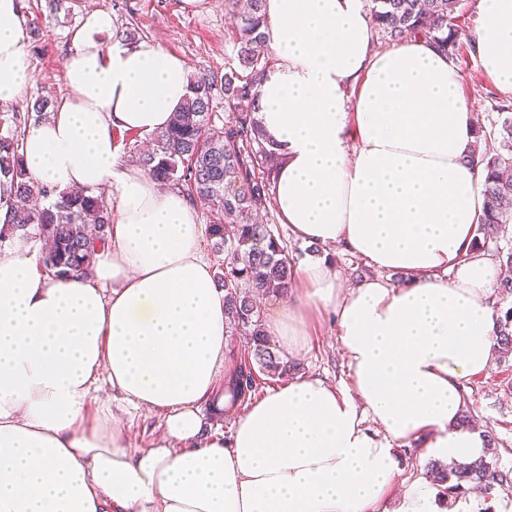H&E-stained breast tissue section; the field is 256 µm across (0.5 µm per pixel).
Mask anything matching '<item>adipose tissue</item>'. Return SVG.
I'll use <instances>...</instances> for the list:
<instances>
[{
  "label": "adipose tissue",
  "instance_id": "1",
  "mask_svg": "<svg viewBox=\"0 0 512 512\" xmlns=\"http://www.w3.org/2000/svg\"><path fill=\"white\" fill-rule=\"evenodd\" d=\"M263 9L276 62L257 119L280 155L278 218L370 270L343 287L327 259L304 263L297 302L266 331L295 355L305 308L332 310L351 387L295 377L237 412L231 441L203 439L199 405L229 358L224 291L192 203L128 167L114 139L164 129L190 79L160 42H129L110 13H90L64 61L69 93L21 152L54 192L111 187V241L88 279L42 272L25 245L0 255V512H379L401 491L397 448L421 442L424 462L485 457L484 431L461 416L467 382L496 358L499 268L473 246L484 173L467 161L478 120L460 73L420 38L373 51L363 0ZM102 31L111 44L96 41ZM29 39L22 0H0V103L30 84ZM475 41L484 72L512 94V0H481ZM101 382L165 411L152 447L133 451L107 406L83 426ZM402 493L399 512H475L483 500L443 509L425 485Z\"/></svg>",
  "mask_w": 512,
  "mask_h": 512
}]
</instances>
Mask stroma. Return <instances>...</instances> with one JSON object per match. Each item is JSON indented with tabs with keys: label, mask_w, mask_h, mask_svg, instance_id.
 <instances>
[{
	"label": "stroma",
	"mask_w": 512,
	"mask_h": 512,
	"mask_svg": "<svg viewBox=\"0 0 512 512\" xmlns=\"http://www.w3.org/2000/svg\"><path fill=\"white\" fill-rule=\"evenodd\" d=\"M24 5L39 26L38 35L31 37L26 47L33 82L23 97L0 105V118L25 111L37 97L66 95L62 74L71 35L88 14L99 10L109 12L132 40L160 39L169 51L185 60L190 76L203 72L221 75L237 64L234 21L224 9V0H202L194 11L186 10L183 0H24ZM479 13L480 0H460L456 15L463 37L456 65L465 102L478 112L488 148L496 151L501 147L502 107L512 105V94L502 93L481 69L471 43ZM305 325L306 352L293 360L298 373L317 375L338 385L349 383L335 316L313 307L305 313ZM469 385L465 408L503 443L495 463L501 470L512 471V357L494 362Z\"/></svg>",
	"instance_id": "1"
}]
</instances>
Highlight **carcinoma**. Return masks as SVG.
I'll use <instances>...</instances> for the list:
<instances>
[{
	"mask_svg": "<svg viewBox=\"0 0 512 512\" xmlns=\"http://www.w3.org/2000/svg\"><path fill=\"white\" fill-rule=\"evenodd\" d=\"M375 26L391 40L405 35L420 37L456 58L460 44L455 24L458 0H371ZM224 0L225 10L237 17L234 28L238 65L224 76L203 73L192 79L191 95L169 125L151 135V146L133 150L132 161L154 180L178 187L193 204L211 209L209 236L224 258L216 265V280L224 289L229 333L249 336L244 351L232 354L233 368L224 376V395L231 407L243 405L257 390V373L287 377L293 366L270 341L264 329V308L259 298L288 295L293 268L283 240L268 225L256 220L270 203L274 152L268 146L255 112L256 86L269 69L264 53L263 0ZM220 87L228 115L224 124L212 118L213 90ZM52 100L38 98L27 112H16L6 132L0 133V173L10 177L11 192L0 207L7 219L0 223V240L27 244L35 237L49 243L41 253L46 273L55 278L88 274L96 252L105 248L112 232V208L101 193H60L47 206L33 203L35 189L24 166L20 142L32 123L46 117ZM501 150L474 149L469 163L486 171L483 183L484 214L476 245L508 238L512 224V117L501 126ZM496 340L500 352L512 353V306L496 312ZM439 494L457 498L472 485L487 490L512 488V476L486 459L453 467H432Z\"/></svg>",
	"mask_w": 512,
	"mask_h": 512,
	"instance_id": "cac0c4a2",
	"label": "carcinoma"
}]
</instances>
